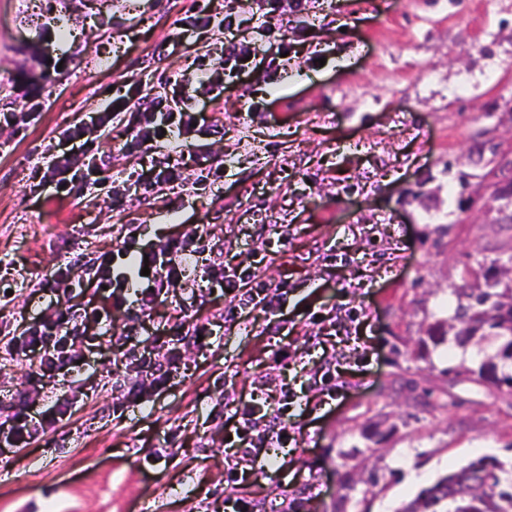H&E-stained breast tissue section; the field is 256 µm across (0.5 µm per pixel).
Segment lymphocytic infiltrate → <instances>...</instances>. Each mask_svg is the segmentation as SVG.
Instances as JSON below:
<instances>
[{"label": "lymphocytic infiltrate", "mask_w": 512, "mask_h": 512, "mask_svg": "<svg viewBox=\"0 0 512 512\" xmlns=\"http://www.w3.org/2000/svg\"><path fill=\"white\" fill-rule=\"evenodd\" d=\"M181 87H192L199 95L209 100L220 98L224 92V68L211 62H198L193 69L180 76ZM114 115L106 110L96 113L90 122H79L68 126L62 132V139L70 149L67 154L55 156L47 169H35V176L41 181L54 185L57 196L71 194L75 189V175L81 156L86 155L88 146L94 143L96 134L111 124ZM177 129L180 136L191 137L197 134L215 136L219 127L205 123L202 113L194 111L185 102L175 104L159 99L151 112L145 113L135 139L138 147L152 149L161 142L163 130ZM199 239L172 241L163 248L148 253L152 286L142 289L136 318L149 317L154 307L167 298L176 296L183 288L187 262L198 255ZM112 259L107 253H100L90 261L88 281L98 290L100 304H90L80 309L70 306L57 308L50 320L36 321L24 327L20 334L12 336L6 343L8 351L37 359L41 372H56L69 369L74 362L70 341L73 336L86 332L94 325L110 319L113 311L122 309L123 300L111 285ZM203 276L216 286L230 289L238 303L227 309L225 320L234 322L241 318L245 310H261L272 316L279 310L278 304L270 298L267 283L259 279L257 268H234L225 265L223 256H216L204 267ZM138 365L141 371L150 373L155 386L164 385L177 373L182 363L180 347L171 346L165 353H158L151 347L150 340L140 342ZM67 413L66 404H58L52 417H35L28 407H20L9 420L0 423V441L13 446L28 444L44 434L52 420L62 419ZM243 422L238 432L237 449L242 459H252L256 449L272 442H283L288 427L280 420L278 411L264 412L255 406L244 403L236 408Z\"/></svg>", "instance_id": "f902f5d3"}]
</instances>
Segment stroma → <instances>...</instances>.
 Returning <instances> with one entry per match:
<instances>
[{"label": "stroma", "instance_id": "obj_1", "mask_svg": "<svg viewBox=\"0 0 512 512\" xmlns=\"http://www.w3.org/2000/svg\"><path fill=\"white\" fill-rule=\"evenodd\" d=\"M197 9L239 24L173 46L177 20ZM244 41L254 56L223 62L225 45ZM200 55L224 65V92L204 106L224 134L192 139L181 182L142 195L163 159L133 145L145 102L172 94ZM31 99L36 123L0 125V290L12 292L0 327L51 317L49 296L30 288L48 266L78 277L80 257L108 252L121 272L203 227L209 247L179 302L161 303L146 328L167 341L196 319L208 334L161 388L116 367L117 331L75 337L79 366L51 377L0 349V418L20 403L42 414L69 402L39 440L0 447V512H232L236 498L333 512L336 452L366 425L385 437L366 461L379 483L363 512H398L478 457L512 461V395L448 374L454 346L417 355L419 338L447 329L451 288L483 287V263L512 256V223H488L484 171L467 160L486 136L512 142V0H306L300 16L289 0L264 14L254 0H0V113ZM107 107L119 114L94 142L105 166L53 196L34 167L59 153L62 129ZM121 224L137 228L123 243ZM217 247L225 263L287 282L280 318L225 321L232 295L202 277ZM281 343L294 354L277 371ZM274 373L290 390L288 441L228 484V404H264ZM133 384L146 401L125 397Z\"/></svg>", "mask_w": 512, "mask_h": 512}]
</instances>
